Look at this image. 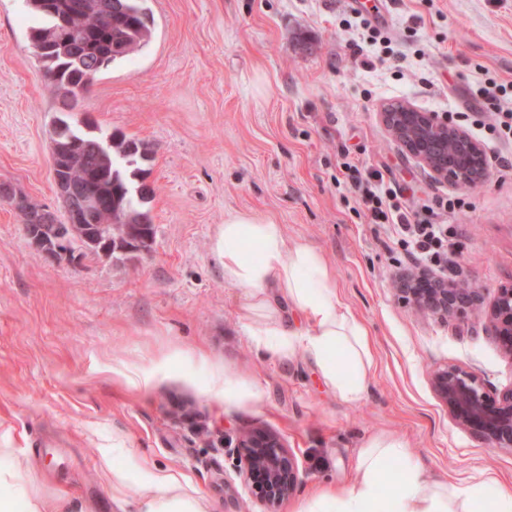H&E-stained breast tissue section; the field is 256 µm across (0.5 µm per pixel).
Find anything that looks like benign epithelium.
Returning a JSON list of instances; mask_svg holds the SVG:
<instances>
[{
    "label": "benign epithelium",
    "instance_id": "obj_1",
    "mask_svg": "<svg viewBox=\"0 0 512 512\" xmlns=\"http://www.w3.org/2000/svg\"><path fill=\"white\" fill-rule=\"evenodd\" d=\"M82 35L80 27L60 17L49 40L64 48ZM382 117L406 152L435 178L470 186L488 178L481 145L438 113L400 103L387 108ZM73 152L72 146L61 145L50 155L66 221L56 220L49 234L44 224L24 225L30 245L53 259L67 254L64 247L75 239L105 255L112 254L114 244L119 252L149 253L153 237L135 236L126 228L119 231L115 224L96 223L99 216L108 213L100 197L76 194L71 183L59 176L58 169ZM398 290L406 304L420 313L440 318L484 316L500 350L512 359V285L498 288L486 310L481 307L482 289L472 283L448 284L420 273L400 281ZM431 385L458 426L492 448L512 451V387L492 389L476 373L454 365L435 369ZM233 453L261 512H280L299 481L295 457L280 437L262 429L244 432L236 438Z\"/></svg>",
    "mask_w": 512,
    "mask_h": 512
}]
</instances>
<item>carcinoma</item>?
I'll use <instances>...</instances> for the list:
<instances>
[{
  "mask_svg": "<svg viewBox=\"0 0 512 512\" xmlns=\"http://www.w3.org/2000/svg\"><path fill=\"white\" fill-rule=\"evenodd\" d=\"M90 2L93 9L83 17L81 26L88 30L86 44L74 46V54H87L86 66L98 75L110 64L125 59L146 46L152 38L151 17L144 7L146 0H26L29 12L47 20L45 25L29 27L28 38L35 55L42 63L45 76L61 99L62 111L76 110L78 99L88 90L82 75L71 69L72 62L63 59L55 51L41 52V43L55 25V15L67 16L74 12L78 2ZM93 126L88 122L73 125L59 118L51 143L57 145L72 140L80 150L82 175L77 186L108 197L112 215H105L100 223L152 225L149 214L137 208V201H146L153 189L143 183L131 189L118 168V161H128L137 156H146L147 147L135 140L112 136V147L105 153L99 147L100 136L91 133ZM18 211L21 220L29 224H50L53 217L39 211L25 197L10 201Z\"/></svg>",
  "mask_w": 512,
  "mask_h": 512,
  "instance_id": "carcinoma-1",
  "label": "carcinoma"
}]
</instances>
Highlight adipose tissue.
<instances>
[{
  "label": "adipose tissue",
  "mask_w": 512,
  "mask_h": 512,
  "mask_svg": "<svg viewBox=\"0 0 512 512\" xmlns=\"http://www.w3.org/2000/svg\"><path fill=\"white\" fill-rule=\"evenodd\" d=\"M224 279L246 289L259 349L288 359L305 349L324 381L347 401L359 400L372 366L368 331L343 307L324 259L310 246L289 242L275 218L231 210L224 215ZM301 314L305 322L288 319ZM404 464L385 491L389 461ZM184 474L146 466L135 503L119 499L115 512H209L204 498L178 494ZM305 512H512V486L485 477L478 483L430 478L412 461L406 443L377 436L363 446L356 477L337 490L312 495Z\"/></svg>",
  "instance_id": "obj_1"
}]
</instances>
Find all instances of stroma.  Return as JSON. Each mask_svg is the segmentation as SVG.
Listing matches in <instances>:
<instances>
[{"mask_svg": "<svg viewBox=\"0 0 512 512\" xmlns=\"http://www.w3.org/2000/svg\"><path fill=\"white\" fill-rule=\"evenodd\" d=\"M151 42L111 64L84 107L102 132L148 144L138 179L152 252L103 255L74 243L51 259L0 200V471L68 512H113L135 501L150 462L187 474L211 512H259L226 448L252 427L277 433L299 484L281 512L357 474L363 443L403 439L449 482L490 474L512 484V452L456 425L430 371L456 365L494 388L512 359L484 320L416 314L397 280L414 273L389 225L368 224L345 190L346 158L380 171L407 203L461 198L449 214L445 281L469 279L491 303L512 283V168L483 130L489 176L475 188L434 178L381 119L406 101L459 125L486 106L470 93L512 82V0H387L379 29L395 63L353 57V0H146ZM25 0H0V184L64 215L50 167L59 105L28 41ZM230 210L274 216L315 247L343 304L367 328V390L343 400L304 350H258L243 289L224 280L217 231ZM232 378L236 398L224 395ZM112 448L109 462L100 451ZM122 474L104 478V467Z\"/></svg>", "mask_w": 512, "mask_h": 512, "instance_id": "obj_1", "label": "stroma"}]
</instances>
